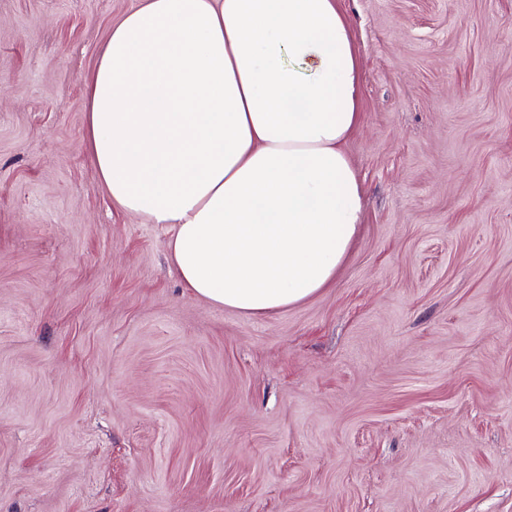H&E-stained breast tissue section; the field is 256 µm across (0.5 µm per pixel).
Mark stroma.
Wrapping results in <instances>:
<instances>
[{
	"instance_id": "obj_1",
	"label": "stroma",
	"mask_w": 512,
	"mask_h": 512,
	"mask_svg": "<svg viewBox=\"0 0 512 512\" xmlns=\"http://www.w3.org/2000/svg\"><path fill=\"white\" fill-rule=\"evenodd\" d=\"M339 3L363 233L250 319L86 151L139 0H0V512H512V0Z\"/></svg>"
}]
</instances>
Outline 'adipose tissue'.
<instances>
[{
  "mask_svg": "<svg viewBox=\"0 0 512 512\" xmlns=\"http://www.w3.org/2000/svg\"><path fill=\"white\" fill-rule=\"evenodd\" d=\"M361 68L337 0H142L85 82L113 202L195 297L256 319L331 287L362 224Z\"/></svg>",
  "mask_w": 512,
  "mask_h": 512,
  "instance_id": "adipose-tissue-1",
  "label": "adipose tissue"
}]
</instances>
